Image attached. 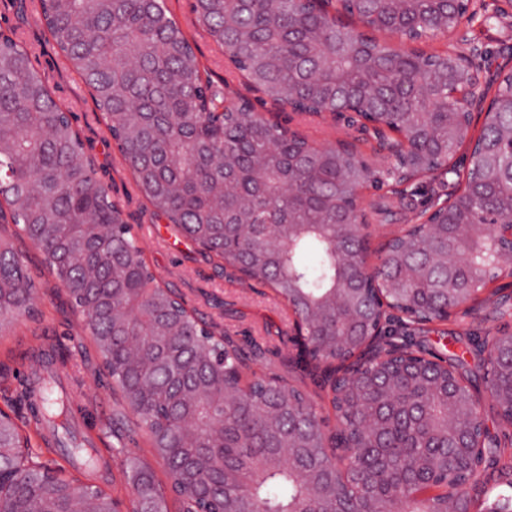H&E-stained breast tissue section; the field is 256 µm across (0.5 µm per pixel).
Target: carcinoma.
Returning a JSON list of instances; mask_svg holds the SVG:
<instances>
[{
  "label": "carcinoma",
  "instance_id": "carcinoma-1",
  "mask_svg": "<svg viewBox=\"0 0 512 512\" xmlns=\"http://www.w3.org/2000/svg\"><path fill=\"white\" fill-rule=\"evenodd\" d=\"M40 5L142 196L182 237L243 267L248 279L309 317L311 371L338 422L329 427L307 395L281 378L245 381L242 347L224 344L227 335L214 336L158 284L69 116L28 52L0 32V224L21 226L42 252L150 443L158 434L174 438L172 448H153L164 484L139 457L128 460L131 512H448L451 491L467 493L448 437V374L461 375L462 361L420 357L421 371L401 396L414 403L410 409L371 392L376 373L362 381L336 376L356 352L336 317L344 281L338 224L349 221L341 201L364 182L390 180L401 163L375 168L335 148L319 152L303 134L263 121L246 100L224 111L223 93L203 78L167 0ZM343 9L374 22L390 14L387 0H345ZM192 10L224 56L276 103L296 91L308 109L345 104L346 90L323 99L306 74L357 71L352 52L362 44L379 60L371 83L402 88L389 103L364 99L369 118L417 134L438 112L433 142L450 153L468 133L450 88L470 81L469 72L405 44L444 34L460 22L456 13L437 20L414 5L399 27L403 42L392 45L302 0H193ZM511 129L506 77L481 137L505 150ZM227 177L234 220L243 225L235 249L224 242ZM511 193L512 173L503 168L496 188L460 196L454 210L478 222ZM431 245L461 249L443 232L432 241L424 228H412L390 245L382 266L423 263ZM305 251L315 264L301 260ZM398 287L395 308L415 309L416 284L403 279ZM35 293L18 254L0 239V335L16 316H38ZM53 393V381L43 380L30 411L66 434L73 400ZM0 429L11 441L0 455V512H114L116 500L101 487L34 461L12 421ZM483 436L488 448L477 464L492 468L512 446V431ZM70 458L83 474L101 465L98 449L81 444Z\"/></svg>",
  "mask_w": 512,
  "mask_h": 512
}]
</instances>
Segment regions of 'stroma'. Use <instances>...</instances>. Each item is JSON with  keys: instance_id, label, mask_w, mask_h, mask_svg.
<instances>
[{"instance_id": "35a3bbf8", "label": "stroma", "mask_w": 512, "mask_h": 512, "mask_svg": "<svg viewBox=\"0 0 512 512\" xmlns=\"http://www.w3.org/2000/svg\"><path fill=\"white\" fill-rule=\"evenodd\" d=\"M168 6L214 86L226 88L232 97L249 100L255 111L270 120L285 122L278 105L228 65L199 25L191 0H168ZM475 6V17L461 26L455 40L440 35L427 40L425 47L439 53L451 44L460 51L479 47L484 53L480 66L487 71L503 52L512 50V15L499 12L497 0H476ZM0 30L15 32L43 73L54 99L72 113L73 126L84 140L99 175L109 186L113 200L122 207L126 222L147 243L146 262L160 284L181 296L187 308L210 324L216 333L230 334L241 344L256 338L264 354L250 359L252 372L285 377L289 383L300 386L310 399H317L319 390L306 377L296 347L280 343L281 336L291 333L294 316L271 288L239 280L233 268L223 267L217 258L176 232L160 234L161 222L138 195L133 176L104 120L94 114L88 88L47 33L38 0H14L11 7L0 6ZM299 128L310 141L321 145L343 138L354 140L365 155L378 142L373 131L347 125L327 113L307 118L300 122ZM468 167L469 160L461 153L457 156L455 173H438L393 191L385 188L368 194V202L380 207L378 213L369 216L380 239H387L404 225L415 223L420 212L441 205L465 179ZM0 235L11 238L30 276L38 283L35 303L42 313L37 321L18 317L11 331L0 336V409L29 436L31 451L39 461L54 468L65 466L66 460L59 451L47 447L40 437L23 391L29 377L32 349L50 354L60 377L78 370L83 388L77 400L74 424L81 434L94 439L99 453L109 463V471L100 479V486L121 502L124 512H129L130 489L124 475L127 453L136 452L156 475H163V465L154 456L137 418L122 405L119 395L113 393L112 382L103 373L97 347L85 331L81 315L73 308L67 292L43 268L41 252L14 225L0 226ZM505 328L512 330V316L503 315L499 304L492 299L482 300L475 310L459 312L447 321L407 325L394 319L389 323V333L396 342L463 359L471 372L473 387L479 392L484 389L485 368L467 339L492 336Z\"/></svg>"}]
</instances>
